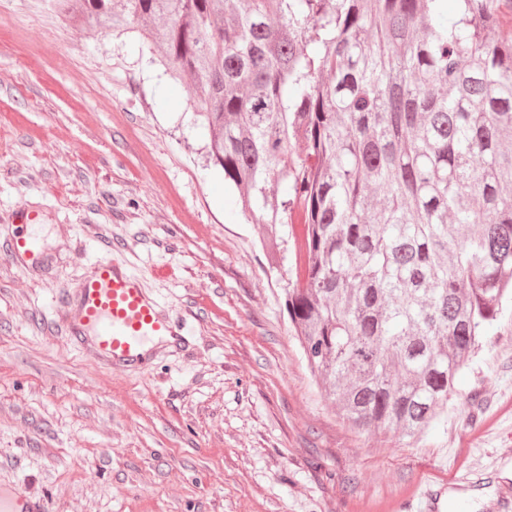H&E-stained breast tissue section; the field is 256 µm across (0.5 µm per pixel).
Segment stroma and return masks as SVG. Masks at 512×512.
<instances>
[{
	"label": "stroma",
	"instance_id": "1",
	"mask_svg": "<svg viewBox=\"0 0 512 512\" xmlns=\"http://www.w3.org/2000/svg\"><path fill=\"white\" fill-rule=\"evenodd\" d=\"M192 112L137 33L0 0V245L23 206L42 254L0 253V485L48 512H512V302L426 442L350 430L284 306L295 258L268 261ZM106 241L189 354L112 374L67 345Z\"/></svg>",
	"mask_w": 512,
	"mask_h": 512
}]
</instances>
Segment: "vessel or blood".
I'll use <instances>...</instances> for the list:
<instances>
[{"instance_id": "b4317fda", "label": "vessel or blood", "mask_w": 512, "mask_h": 512, "mask_svg": "<svg viewBox=\"0 0 512 512\" xmlns=\"http://www.w3.org/2000/svg\"><path fill=\"white\" fill-rule=\"evenodd\" d=\"M13 220L7 253L20 263L35 261L37 237L31 212L17 209ZM63 326L68 343L94 355L108 370L149 366L148 345L155 341L179 352L187 344L184 321L166 313L140 279L108 255L90 267L75 296L67 299ZM0 512H46V508L43 499L11 486L0 487Z\"/></svg>"}]
</instances>
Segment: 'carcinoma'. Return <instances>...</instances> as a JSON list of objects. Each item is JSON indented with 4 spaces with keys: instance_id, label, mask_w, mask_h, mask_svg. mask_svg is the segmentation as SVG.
<instances>
[{
    "instance_id": "obj_1",
    "label": "carcinoma",
    "mask_w": 512,
    "mask_h": 512,
    "mask_svg": "<svg viewBox=\"0 0 512 512\" xmlns=\"http://www.w3.org/2000/svg\"><path fill=\"white\" fill-rule=\"evenodd\" d=\"M54 0L192 78L206 156L311 375L360 434L420 442L512 294V0Z\"/></svg>"
}]
</instances>
